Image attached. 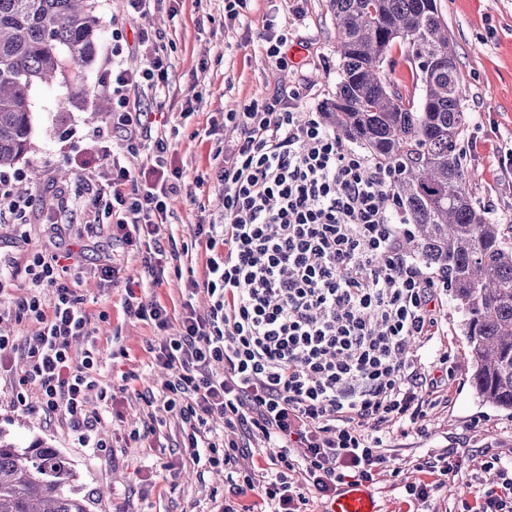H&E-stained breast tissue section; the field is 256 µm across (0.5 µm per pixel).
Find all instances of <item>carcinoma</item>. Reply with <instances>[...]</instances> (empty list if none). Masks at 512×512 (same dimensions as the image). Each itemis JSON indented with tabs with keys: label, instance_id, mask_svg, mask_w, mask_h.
I'll return each instance as SVG.
<instances>
[{
	"label": "carcinoma",
	"instance_id": "carcinoma-1",
	"mask_svg": "<svg viewBox=\"0 0 512 512\" xmlns=\"http://www.w3.org/2000/svg\"><path fill=\"white\" fill-rule=\"evenodd\" d=\"M341 78L326 126L397 170L411 220L404 248L448 282L485 405L512 411V225L492 224L472 198L457 147L468 116L436 0H329ZM96 0H0V168L28 151L30 90L65 73L77 96L95 95L85 67L101 36ZM407 47L421 102L383 70ZM0 512H90L80 474L43 443L19 448L0 432Z\"/></svg>",
	"mask_w": 512,
	"mask_h": 512
}]
</instances>
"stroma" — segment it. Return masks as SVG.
I'll return each mask as SVG.
<instances>
[{
    "label": "stroma",
    "instance_id": "1",
    "mask_svg": "<svg viewBox=\"0 0 512 512\" xmlns=\"http://www.w3.org/2000/svg\"><path fill=\"white\" fill-rule=\"evenodd\" d=\"M448 25L468 114L463 145H475L463 164L471 173L469 190L488 221L512 222V162L499 161L500 146L512 142V0H436ZM177 18L166 12L128 19L124 0H98L103 32L89 81L112 58V32L145 27L169 41V88L164 111L172 166L179 168L185 188L173 198L167 223L158 225L151 247L164 251L190 244L198 223L221 220L224 187L216 177L214 156L236 135L224 126L229 112H241L278 89H299L302 112L321 111L340 80L336 19L329 0H247L236 19L224 13V0H183ZM287 30L304 51L291 66H276L258 38L266 21ZM197 92L193 111H183L189 92ZM30 148L13 166L0 169V195L29 187L33 197L25 223H0V335L12 337L17 349L0 357V430L18 446L47 441L68 457L81 475L91 512H224L234 485L226 472L207 460H192L184 446L185 425L163 403L162 369L149 367L147 346L157 330L123 312L126 278L148 279L141 255L112 242V227L93 224L75 195L91 198L94 186L110 176L98 130L112 127L111 115H97L96 97H77L66 77L30 94ZM70 250L67 277L76 282L89 322L87 334L71 346L74 361L93 354L98 361L97 390L89 394L99 406L100 393L113 398V415L93 432L101 448L84 447L61 415L46 416L36 387L20 389L25 366L18 352L38 324L18 318L13 299L33 287L29 276L8 277L15 265L35 254ZM113 261L121 269L114 283H100L97 265ZM205 255L195 252L169 260L161 285L144 288L146 297L179 307L184 285L201 275ZM441 336L432 350L448 351L455 375L454 401L430 410L427 436L394 439L400 458L424 455L433 448H459L479 453L490 446L512 457V415L480 403L470 388L472 364L466 356L460 317L453 303L440 311ZM147 432V447L130 440L131 431Z\"/></svg>",
    "mask_w": 512,
    "mask_h": 512
}]
</instances>
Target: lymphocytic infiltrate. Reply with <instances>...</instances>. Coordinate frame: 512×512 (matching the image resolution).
I'll return each instance as SVG.
<instances>
[{
	"label": "lymphocytic infiltrate",
	"mask_w": 512,
	"mask_h": 512,
	"mask_svg": "<svg viewBox=\"0 0 512 512\" xmlns=\"http://www.w3.org/2000/svg\"><path fill=\"white\" fill-rule=\"evenodd\" d=\"M128 47L143 53L142 70L120 63ZM112 55L97 86L112 102L122 151L110 156L112 176L89 207L110 218L113 240L138 252L181 191L169 144L153 135L150 121L164 102L169 54L161 35L141 29L130 39L113 34ZM146 88L148 103L140 95ZM300 106L299 93L280 90L226 116L238 137L219 171L224 220L196 226L194 243L206 261L187 284L208 296L209 313L197 314L187 301L171 315L131 284L123 304L126 315L161 332L149 347L151 362L171 373L165 404L188 426L189 450H198L209 418L222 417L240 438L220 455L208 441L209 461L234 469L240 492L257 491L267 512H310L313 501L342 487L400 476L386 428L424 435L422 421L445 401L452 375L448 356L425 367L409 353L411 342L436 336L445 287L404 249V209L381 204L394 191V170L340 138L320 115L302 117ZM142 154L146 164L128 165ZM66 270L57 253L36 255L24 268L53 294L15 300L39 324L18 384L36 385L43 413L63 414L84 436L102 414L88 400L97 385L94 358L72 363L71 343L85 335L88 318ZM175 319L180 330L171 336ZM254 440L277 448L274 472L257 474ZM410 465L422 478L404 490L418 505L470 471L472 491L456 512H512V462L497 454L446 448Z\"/></svg>",
	"instance_id": "obj_1"
}]
</instances>
